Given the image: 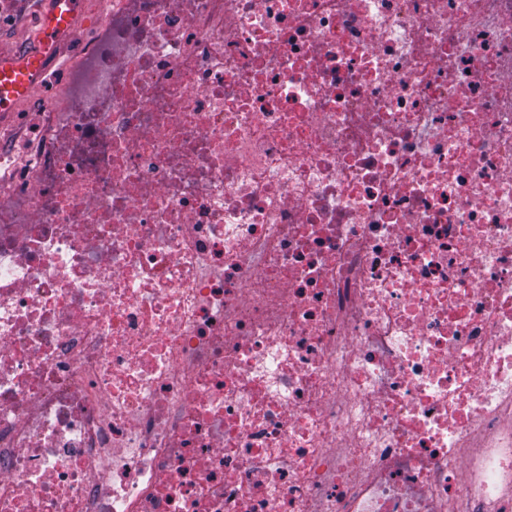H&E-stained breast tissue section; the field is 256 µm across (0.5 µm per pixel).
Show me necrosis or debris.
I'll return each mask as SVG.
<instances>
[{
  "instance_id": "4bbe7bcc",
  "label": "necrosis or debris",
  "mask_w": 512,
  "mask_h": 512,
  "mask_svg": "<svg viewBox=\"0 0 512 512\" xmlns=\"http://www.w3.org/2000/svg\"><path fill=\"white\" fill-rule=\"evenodd\" d=\"M0 137V512H512V0H99Z\"/></svg>"
}]
</instances>
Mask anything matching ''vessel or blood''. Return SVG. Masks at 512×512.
Wrapping results in <instances>:
<instances>
[{
    "mask_svg": "<svg viewBox=\"0 0 512 512\" xmlns=\"http://www.w3.org/2000/svg\"><path fill=\"white\" fill-rule=\"evenodd\" d=\"M39 20V47L20 54L0 52V112L15 111L42 86L48 61L77 22L81 0H47Z\"/></svg>",
    "mask_w": 512,
    "mask_h": 512,
    "instance_id": "b4317fda",
    "label": "vessel or blood"
}]
</instances>
